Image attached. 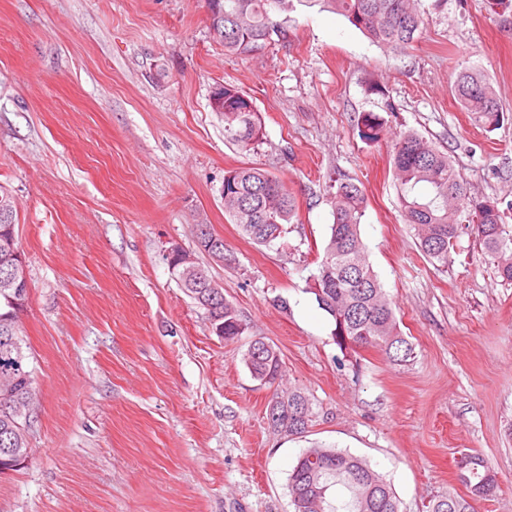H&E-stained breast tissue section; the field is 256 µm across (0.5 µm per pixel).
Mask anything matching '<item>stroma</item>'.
Masks as SVG:
<instances>
[{
	"label": "stroma",
	"mask_w": 512,
	"mask_h": 512,
	"mask_svg": "<svg viewBox=\"0 0 512 512\" xmlns=\"http://www.w3.org/2000/svg\"><path fill=\"white\" fill-rule=\"evenodd\" d=\"M406 50L296 0L275 43L225 53L209 0H0V185L17 204L30 281L21 314L38 408L30 457L0 474V512H293L288 477L316 443L366 459L401 512L461 490L456 462L494 469L477 512H512V282L471 236L432 264L404 223L387 141L359 115L446 152L472 195L512 203V120L488 132L453 94L483 71L512 113V13L489 0H420ZM260 114L250 152L224 141L215 88ZM281 179L297 211L281 244L242 238L224 213V174ZM362 184L361 237L413 356L340 350L310 293L333 222L336 175ZM210 225L230 265L196 250ZM194 251L248 325L213 334L164 260ZM287 309L274 306L275 296ZM302 391L308 433L274 432L272 389L242 361L252 338ZM388 120L376 112L363 113L357 122L359 137L367 143H378L388 134Z\"/></svg>",
	"instance_id": "1"
}]
</instances>
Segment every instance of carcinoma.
<instances>
[{"instance_id":"obj_1","label":"carcinoma","mask_w":512,"mask_h":512,"mask_svg":"<svg viewBox=\"0 0 512 512\" xmlns=\"http://www.w3.org/2000/svg\"><path fill=\"white\" fill-rule=\"evenodd\" d=\"M326 5L343 15L372 41L391 50H405L423 33L425 19L418 0H307ZM210 9H223L213 18L215 38L224 51L248 55L261 50L281 32L276 16L293 10V0H209ZM456 100L487 132L499 128L507 113L490 83L478 70L463 67L454 81ZM224 112V140L248 152L263 137L261 120L252 101L232 85H224V100L213 107ZM388 120L376 112L363 113L357 122L359 137L377 143L388 134ZM390 155L399 203L405 223L415 230L421 252L434 264L447 267L455 242L473 236L491 257L499 277L512 282V225L496 198L471 196L448 154L429 145L413 131L391 136ZM0 236L16 223L14 197L0 186ZM330 236L312 276L310 293L320 309L333 320L332 337L340 350L348 346L375 348L395 361L413 354L412 345L401 336L391 302L369 265L360 225L366 208L362 188L349 179L337 181L332 201ZM224 212L240 233L252 242L271 246L287 233L296 213V202L286 185L257 167H239L224 174ZM9 261L0 253V466L20 465L15 449L27 447L14 424V410L26 408L37 393L29 355L20 334V311L9 301L16 283L8 275ZM212 279L207 268L174 272L184 292L195 285L196 270ZM211 307L199 301L212 330L233 342L248 331V324L227 300H213ZM243 362L252 377L272 385L283 376L278 352L263 339L250 342ZM271 403L278 418L270 427L288 435H303L312 424L309 399L299 390L280 392ZM458 479L467 494L444 493L428 506V512H476L480 499L495 494L498 485L487 461L464 454ZM288 488L294 512H400L399 500L390 483L363 458L325 446L306 449L290 471Z\"/></svg>"}]
</instances>
